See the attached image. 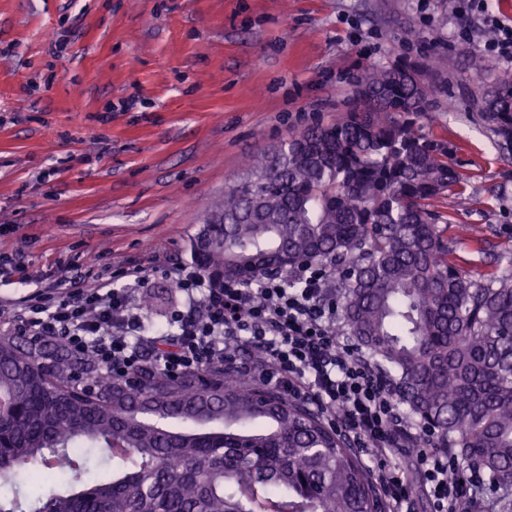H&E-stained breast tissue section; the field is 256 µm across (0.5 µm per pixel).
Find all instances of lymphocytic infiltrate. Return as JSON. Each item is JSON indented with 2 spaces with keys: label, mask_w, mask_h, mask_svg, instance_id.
Masks as SVG:
<instances>
[{
  "label": "lymphocytic infiltrate",
  "mask_w": 512,
  "mask_h": 512,
  "mask_svg": "<svg viewBox=\"0 0 512 512\" xmlns=\"http://www.w3.org/2000/svg\"><path fill=\"white\" fill-rule=\"evenodd\" d=\"M462 2L463 11L483 18L485 55L512 63V23L490 13L488 0ZM154 274V268L133 267L118 288L108 279L89 287L83 277H69L65 295L38 292L22 301L15 328L40 342H64L76 356L93 352L116 377L146 367L174 378L210 370L227 364L228 348L236 346L260 384L308 405L358 450L383 512H415L408 467L399 462L410 448L433 512H463L474 504L472 490L484 486V478L438 448L434 429L404 415L388 378L339 332L327 265L308 264L250 286L228 280L220 288L197 271L166 270L187 302L171 316V335L145 333L142 311L131 301L132 288L146 287Z\"/></svg>",
  "instance_id": "f902f5d3"
}]
</instances>
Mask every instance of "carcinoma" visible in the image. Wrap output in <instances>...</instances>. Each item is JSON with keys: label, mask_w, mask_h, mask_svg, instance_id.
Instances as JSON below:
<instances>
[{"label": "carcinoma", "mask_w": 512, "mask_h": 512, "mask_svg": "<svg viewBox=\"0 0 512 512\" xmlns=\"http://www.w3.org/2000/svg\"><path fill=\"white\" fill-rule=\"evenodd\" d=\"M368 66L336 121L288 132L207 211L191 257L217 288L330 263L342 323L441 447L512 512V282L448 260L433 209L460 187L448 142L415 127L436 88ZM480 118L512 153V70ZM378 512L353 451L304 406L228 365L112 377L87 352L0 336V512Z\"/></svg>", "instance_id": "cac0c4a2"}]
</instances>
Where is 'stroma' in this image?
Instances as JSON below:
<instances>
[{
    "label": "stroma",
    "mask_w": 512,
    "mask_h": 512,
    "mask_svg": "<svg viewBox=\"0 0 512 512\" xmlns=\"http://www.w3.org/2000/svg\"><path fill=\"white\" fill-rule=\"evenodd\" d=\"M453 0H0V254L20 257L19 303L64 277L192 264L206 209L289 131L330 123L365 55L436 66L418 124L465 180L440 199L449 259L512 278V159L479 119L480 42L461 44ZM153 327L182 297L137 289Z\"/></svg>",
    "instance_id": "obj_1"
}]
</instances>
